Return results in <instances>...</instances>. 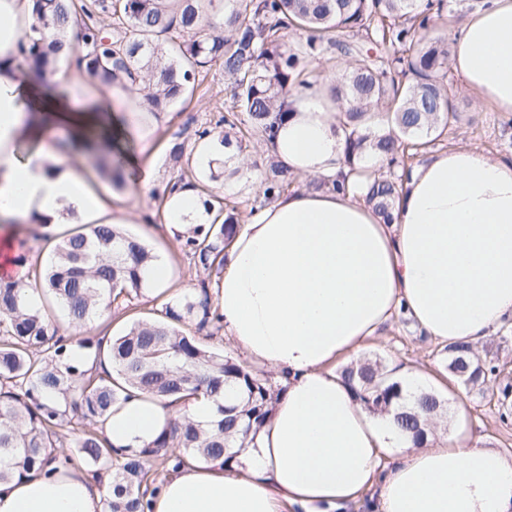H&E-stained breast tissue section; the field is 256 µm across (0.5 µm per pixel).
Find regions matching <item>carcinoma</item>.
I'll use <instances>...</instances> for the list:
<instances>
[{
	"label": "carcinoma",
	"mask_w": 512,
	"mask_h": 512,
	"mask_svg": "<svg viewBox=\"0 0 512 512\" xmlns=\"http://www.w3.org/2000/svg\"><path fill=\"white\" fill-rule=\"evenodd\" d=\"M206 1L213 2L177 0L175 10L171 0H85L77 10L74 0H32L33 22L23 37L26 63L34 82H48L63 41L77 27L86 74L109 84L119 78L143 86L152 109L183 98L201 72L217 65L230 105L203 123L188 121L190 138L246 124L267 143L291 88L310 84L307 63L336 57L343 68L331 97L345 118L346 163L355 182L365 186L366 203L391 219L410 171L407 162L431 134L460 119L448 81V43L432 35L448 11L447 0H224L220 22L205 18ZM106 16L112 23L104 22ZM290 28L304 37L288 42ZM368 144L386 156V164L372 172L359 165ZM68 150L94 160L110 183H122L123 139L89 132ZM169 161L174 175L168 185L205 194L208 209L221 220L179 236L189 269L205 278L197 294L166 303L162 320H138L115 336L77 339L94 360H107L108 368L93 373L70 358L67 340L42 309L22 301L29 288L25 277L0 279V482L49 472L57 460L49 449L61 443L60 430L74 424V455L65 461L76 457L112 474L111 512H151L159 490L155 466L174 471L186 456L227 464L271 413L279 391L269 377L198 339L222 329L210 289L223 273L235 214L189 164L185 143L170 147ZM292 182L288 169H274L261 182L259 205L288 192ZM155 259L141 239L116 224H82L60 236L34 278L80 328L96 317L124 314L148 287L146 271ZM188 319L195 320L192 336L180 329ZM448 359L465 365L453 376L467 385L485 383L496 372L462 342L448 345ZM385 373L370 360L341 370L371 409L399 408L398 429L422 444L426 423L442 409V400L428 392L406 404L401 385L387 381ZM136 391L173 403L203 397L214 402L215 415L205 424L176 419L151 446L126 455L100 428L112 408Z\"/></svg>",
	"instance_id": "carcinoma-1"
}]
</instances>
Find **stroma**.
I'll return each mask as SVG.
<instances>
[{
  "instance_id": "35a3bbf8",
  "label": "stroma",
  "mask_w": 512,
  "mask_h": 512,
  "mask_svg": "<svg viewBox=\"0 0 512 512\" xmlns=\"http://www.w3.org/2000/svg\"><path fill=\"white\" fill-rule=\"evenodd\" d=\"M453 88L461 120L429 143L425 155L470 147L492 158L512 161V127L508 126L506 117L479 104L475 93L461 82H454ZM223 108L224 73L217 66L203 72L202 82L192 98L168 107L167 118L152 132V147L144 155L147 166L154 171L155 189H162L173 174L168 149L187 121H205L210 113ZM242 153L249 158L258 177L268 171L273 160L266 146L254 139L244 141ZM258 177L246 179L237 189L226 193V200L236 207L237 219L250 215L260 188ZM125 230L142 239L157 258L170 267L166 297L194 292L196 278L187 271V260L180 244L142 222L126 225ZM479 356L487 364L496 366L495 376L483 384H462L448 372V354L443 345L421 334L400 315L394 316L379 336L369 339L358 354L362 360L418 370L442 398L444 411L457 414L469 430L491 447L512 455V397H504L502 393L505 385H512V324L507 322L491 331L482 342Z\"/></svg>"
}]
</instances>
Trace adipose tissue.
Here are the masks:
<instances>
[{"instance_id": "obj_1", "label": "adipose tissue", "mask_w": 512, "mask_h": 512, "mask_svg": "<svg viewBox=\"0 0 512 512\" xmlns=\"http://www.w3.org/2000/svg\"><path fill=\"white\" fill-rule=\"evenodd\" d=\"M31 20V0H0V218L132 223L147 210L149 169L127 155L137 191L110 194L93 165L54 150L53 132L106 118L116 132L144 138L161 116L118 81L85 91L80 51L70 44L73 95L42 94L23 59ZM450 68L481 102L512 115V0H482L455 25ZM332 83L288 95L269 143L289 171L328 184L349 172ZM33 114L42 144L22 157ZM190 162L204 172L223 167L228 190L245 167L212 138L194 143ZM163 217L174 238L208 212L202 196L184 189L167 196ZM215 295L225 337L250 365L274 372L282 392L231 468L182 465L153 512H346L366 492L369 512H512V457L455 422L438 443L413 447L392 414L373 413L336 371L398 312L426 335L475 348L512 320V162L475 148L432 155L413 169L387 221L357 192L282 195L238 225ZM213 412L207 399L174 407L138 395L113 410L104 434L135 453L173 419ZM107 498L106 483L73 466L0 483V512H109Z\"/></svg>"}]
</instances>
